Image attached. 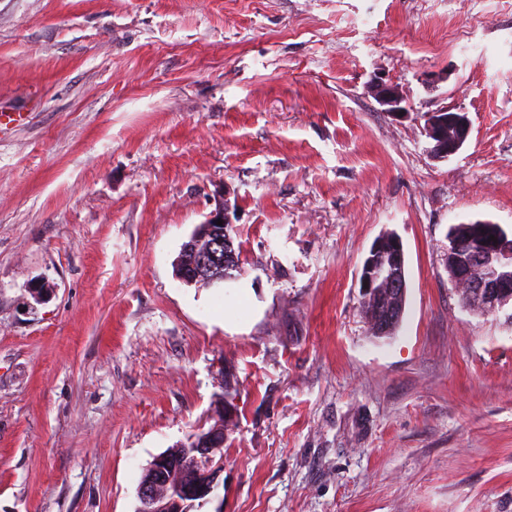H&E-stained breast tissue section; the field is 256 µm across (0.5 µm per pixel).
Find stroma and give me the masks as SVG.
I'll return each instance as SVG.
<instances>
[{"instance_id": "stroma-1", "label": "stroma", "mask_w": 512, "mask_h": 512, "mask_svg": "<svg viewBox=\"0 0 512 512\" xmlns=\"http://www.w3.org/2000/svg\"><path fill=\"white\" fill-rule=\"evenodd\" d=\"M0 106L27 115L0 131V512H135L229 380L192 512H512V304L448 275L451 227L512 232V0H0ZM443 106L471 121L445 160ZM220 200L240 270L183 283ZM386 232L407 298L377 339ZM367 91L386 112L397 117H406L408 115V109L403 105L405 98L399 88L393 83L377 79L368 86ZM424 120L433 158L448 159L456 155L469 138L471 121L464 111L443 107L426 113ZM405 282V258L401 241L395 237H382L372 246L365 259L361 275V290L366 299H376L380 288L377 285H390L394 288ZM364 284L368 288H364ZM386 303H389V301L387 300ZM386 303H385V300L382 303L379 300H363V298H362V302H361V310H362V313H363L365 319L367 320V323L369 324L370 330H371L373 336L378 337V338L393 335V333L399 327L400 322L403 317V313H404L406 296L404 298V307H403L402 313H401L402 308H401L400 303L393 304L391 310L388 308L385 309L384 316L386 319L390 318V315L394 312H396L398 314V316L396 319H394L393 321H391L390 323H388L386 325V327L388 328V331L383 333L382 332L383 331L382 313L384 311ZM400 313H401V315H399Z\"/></svg>"}]
</instances>
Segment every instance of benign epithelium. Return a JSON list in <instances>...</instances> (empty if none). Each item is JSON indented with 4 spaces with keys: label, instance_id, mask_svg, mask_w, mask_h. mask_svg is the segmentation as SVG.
Here are the masks:
<instances>
[{
    "label": "benign epithelium",
    "instance_id": "benign-epithelium-1",
    "mask_svg": "<svg viewBox=\"0 0 512 512\" xmlns=\"http://www.w3.org/2000/svg\"><path fill=\"white\" fill-rule=\"evenodd\" d=\"M370 93L383 110L397 117L408 115L405 98L399 88L381 79L368 86ZM424 130L431 141L430 153L436 159L456 155L469 138L471 121L466 112L448 107L424 115ZM231 223L228 209L220 203L207 217L203 226L190 237L188 249L192 258L181 260L177 277L192 284L200 277L216 282L224 280L222 265L214 246L227 242L225 235ZM494 248L482 245L463 251L456 243L448 245V269L452 280L462 283L470 293L473 308L492 313L512 301V277L489 274L475 275L478 266L491 267L512 257V238L502 227L496 228ZM405 282V258L401 241L395 237H382L372 246L365 259L361 284L366 298L379 296L377 285L398 288ZM224 428L216 427L199 432L190 440L192 456L199 464L189 479L183 477V461L174 451L158 455L149 465V477L138 488L139 504L135 512H191L194 503L211 494L221 475L224 456Z\"/></svg>",
    "mask_w": 512,
    "mask_h": 512
}]
</instances>
